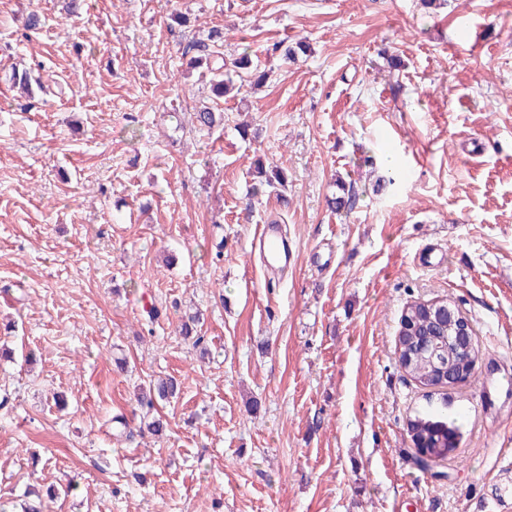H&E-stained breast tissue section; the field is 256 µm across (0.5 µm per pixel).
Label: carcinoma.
Here are the masks:
<instances>
[{
  "mask_svg": "<svg viewBox=\"0 0 512 512\" xmlns=\"http://www.w3.org/2000/svg\"><path fill=\"white\" fill-rule=\"evenodd\" d=\"M223 45L224 31L213 28L208 31L206 38L194 40L187 46V50L197 52L189 59L190 68H197L202 63L207 65L212 90L219 100L236 90L232 77L234 73L246 74L255 84L267 77L266 72L258 71V65L246 52L230 62L226 61L221 51ZM272 51L280 53L287 62L294 60L298 53L307 52V48L302 43L289 46L277 42L273 44ZM193 123L198 131L210 135L224 126V113L216 106L204 107L193 113ZM459 326L456 320L442 314L425 312L416 301L408 304L402 311L398 325L402 329L398 354L400 367L424 388H434L441 382L448 385L469 381L475 375L476 366L455 353L454 336ZM178 390L179 384L175 378L161 379L141 394L140 403L151 409L156 401L172 398ZM408 433L410 440L424 444L418 452L429 455V459H421L426 465L444 459L457 448L459 428L443 415L429 412L415 415L410 420Z\"/></svg>",
  "mask_w": 512,
  "mask_h": 512,
  "instance_id": "cac0c4a2",
  "label": "carcinoma"
}]
</instances>
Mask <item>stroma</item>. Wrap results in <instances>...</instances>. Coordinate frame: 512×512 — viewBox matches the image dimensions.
<instances>
[{
    "label": "stroma",
    "mask_w": 512,
    "mask_h": 512,
    "mask_svg": "<svg viewBox=\"0 0 512 512\" xmlns=\"http://www.w3.org/2000/svg\"><path fill=\"white\" fill-rule=\"evenodd\" d=\"M214 26L225 60L271 75L208 136L184 48ZM299 40L294 62L267 53ZM16 66L48 92L13 87ZM271 222L281 272L255 249ZM430 248L442 268L419 266ZM442 299L477 379L425 389L396 331ZM196 311L200 348L180 334ZM3 345L6 512L51 487L49 512H491L512 489V0H88L75 19L0 0ZM167 375L178 397L142 407ZM443 408L458 447L421 468L409 421ZM258 241L267 266L288 268L292 259V250L276 224H265Z\"/></svg>",
    "instance_id": "1"
}]
</instances>
